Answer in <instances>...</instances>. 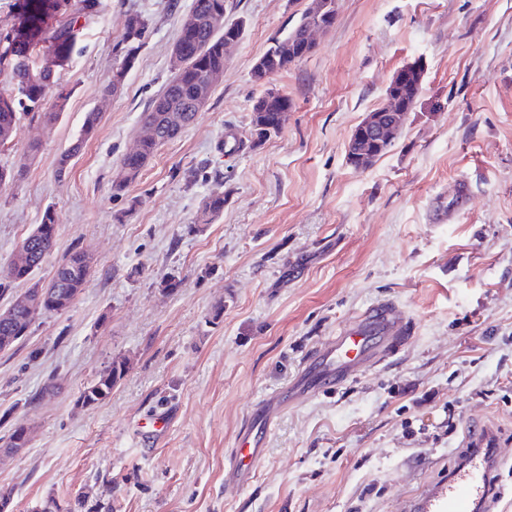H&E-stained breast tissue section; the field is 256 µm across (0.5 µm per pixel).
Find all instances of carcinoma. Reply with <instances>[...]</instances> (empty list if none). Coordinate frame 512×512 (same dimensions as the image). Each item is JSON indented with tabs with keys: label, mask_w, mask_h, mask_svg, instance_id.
Wrapping results in <instances>:
<instances>
[{
	"label": "carcinoma",
	"mask_w": 512,
	"mask_h": 512,
	"mask_svg": "<svg viewBox=\"0 0 512 512\" xmlns=\"http://www.w3.org/2000/svg\"><path fill=\"white\" fill-rule=\"evenodd\" d=\"M337 0H312L297 24L283 37L276 38L256 61L254 68L279 73L302 60V57L281 55V48L300 44L304 28L313 21L331 27L336 19ZM98 0H22L19 26L16 30L0 34V146L13 137L21 112L45 122H55L64 112L68 94L54 91L57 86L56 69L71 57L77 42L78 19L97 11ZM190 12L197 19L193 27L181 26L177 42L186 50L182 70L172 74L169 81L151 101L141 115V122L153 129V134L141 138L137 151L120 159L119 172L112 181V192L118 194L136 181L143 168L154 157L159 146L179 136L196 118L197 93L206 78L224 72V32L215 30L210 18L224 12V0H193ZM57 16L56 24L48 36V55L55 61L54 68L44 69L36 63L40 52L39 36L45 18ZM148 32V22L139 14H132L126 22L121 42L123 61L116 68L113 78L121 81L137 58ZM292 107V100L285 94L269 100L259 95L252 104V131L256 140L263 141L280 131L276 111ZM38 147L27 151L23 162L11 168H0V185L16 180L36 158ZM224 210V197L209 198L202 210L200 223L208 224ZM60 217L51 208L45 210L41 223L25 238L24 251L16 254L10 274L15 280H26L52 254L56 244ZM92 270V259L83 251H74L56 266L48 286L38 290L28 289L18 296L0 317V336H10L12 341L0 351L17 345L31 327L36 316L59 312L67 308L84 288ZM126 365L114 361L102 370L82 391L80 402L95 405L112 394V388L124 377Z\"/></svg>",
	"instance_id": "1"
}]
</instances>
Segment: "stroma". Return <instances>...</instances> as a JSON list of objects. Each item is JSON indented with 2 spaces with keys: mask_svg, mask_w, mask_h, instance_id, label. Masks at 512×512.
I'll use <instances>...</instances> for the list:
<instances>
[{
  "mask_svg": "<svg viewBox=\"0 0 512 512\" xmlns=\"http://www.w3.org/2000/svg\"><path fill=\"white\" fill-rule=\"evenodd\" d=\"M309 2L226 0V22L245 29L223 77L121 194L119 161L172 73L192 0H101L58 71L65 112L48 126L22 115L0 146L10 167L41 145L23 178L0 187V310L69 253L93 258L70 307L0 352V437L30 433L26 448L0 447L13 512L51 501L74 512H419L485 424L501 437L490 509L512 512V0H337L315 50L256 82L255 62ZM135 13L150 23L146 44L120 93L101 100ZM417 58L422 91L401 134L368 169L349 165L353 129ZM268 86L292 109L258 143L251 108ZM93 111L103 117L81 140ZM212 195L224 210L198 223ZM49 207L62 219L53 253L30 279L9 278ZM383 303L407 322L400 346L289 403L249 482H229L253 407ZM115 360L124 378L81 405ZM50 378L54 392L29 403ZM126 365L122 361L112 363L102 370L82 391V405H95L106 400L112 393V388L124 377Z\"/></svg>",
  "mask_w": 512,
  "mask_h": 512,
  "instance_id": "35a3bbf8",
  "label": "stroma"
}]
</instances>
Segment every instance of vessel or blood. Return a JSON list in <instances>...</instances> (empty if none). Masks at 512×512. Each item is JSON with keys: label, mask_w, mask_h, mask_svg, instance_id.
Listing matches in <instances>:
<instances>
[{"label": "vessel or blood", "mask_w": 512, "mask_h": 512, "mask_svg": "<svg viewBox=\"0 0 512 512\" xmlns=\"http://www.w3.org/2000/svg\"><path fill=\"white\" fill-rule=\"evenodd\" d=\"M405 328L391 306L379 315L358 321L342 330L332 341L320 347L310 358L307 373L294 385V393L276 394L254 406L247 425L240 432L231 456L228 480L246 483L263 447V435L273 416L293 395H312L321 388L355 377L390 352L404 336ZM500 443L496 429L483 426L473 430L465 445L468 453L448 476V484L431 498L425 512H485L497 497L494 472L499 462L495 453Z\"/></svg>", "instance_id": "1"}]
</instances>
